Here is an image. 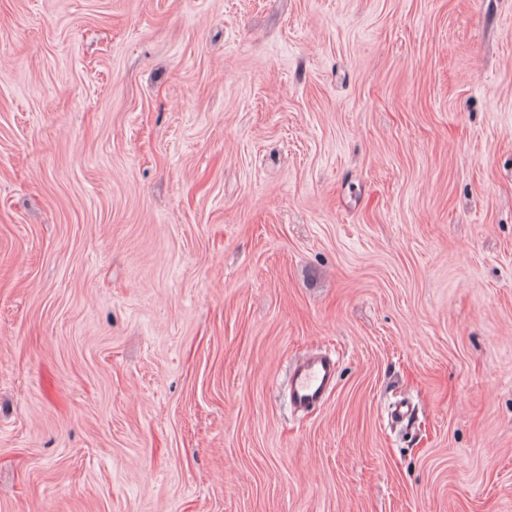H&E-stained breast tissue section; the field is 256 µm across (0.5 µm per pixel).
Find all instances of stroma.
<instances>
[{"label": "stroma", "instance_id": "35a3bbf8", "mask_svg": "<svg viewBox=\"0 0 512 512\" xmlns=\"http://www.w3.org/2000/svg\"><path fill=\"white\" fill-rule=\"evenodd\" d=\"M0 512H512V0H0ZM336 382V360L315 355L296 364L289 375V398L296 409L322 405Z\"/></svg>", "mask_w": 512, "mask_h": 512}]
</instances>
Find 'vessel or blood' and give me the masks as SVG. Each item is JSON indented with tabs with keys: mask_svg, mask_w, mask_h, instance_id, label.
I'll return each mask as SVG.
<instances>
[{
	"mask_svg": "<svg viewBox=\"0 0 512 512\" xmlns=\"http://www.w3.org/2000/svg\"><path fill=\"white\" fill-rule=\"evenodd\" d=\"M335 382V359L326 355L308 357L290 371V402L299 410L316 408L324 403Z\"/></svg>",
	"mask_w": 512,
	"mask_h": 512,
	"instance_id": "b4317fda",
	"label": "vessel or blood"
}]
</instances>
